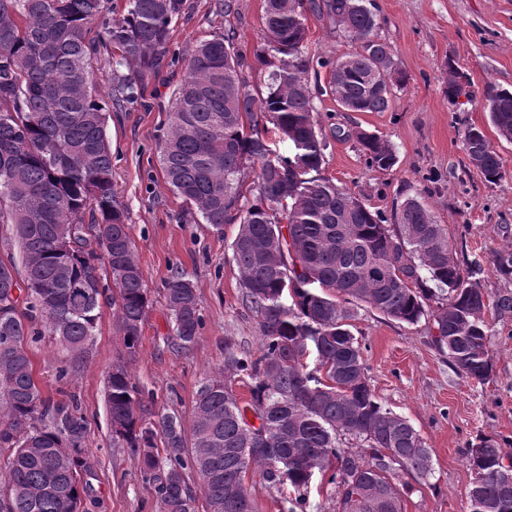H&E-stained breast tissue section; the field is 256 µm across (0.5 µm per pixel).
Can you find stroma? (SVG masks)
Here are the masks:
<instances>
[{"label": "stroma", "mask_w": 512, "mask_h": 512, "mask_svg": "<svg viewBox=\"0 0 512 512\" xmlns=\"http://www.w3.org/2000/svg\"><path fill=\"white\" fill-rule=\"evenodd\" d=\"M224 16L214 0H186L170 30V47L189 49L200 39L231 29L245 52L263 40V0H234ZM377 34L393 49L407 77L384 112H347L331 97L315 102L326 137L321 176L354 193L372 210L391 215L407 198L429 203L466 261L487 262L491 248L512 245V141L497 138L485 109L495 90H512V0H374ZM467 76L466 95L443 93L449 65ZM180 67H163L145 81V106L111 112L114 191L128 214L137 258L152 305L131 366L133 379L153 395L154 408L192 414L203 379L224 367V340L260 349L257 319L242 303L231 242L237 225L216 231L179 220L182 203L166 186L155 150L172 107ZM481 128L491 138L504 177L487 183L468 161L463 137ZM365 130L390 140L396 162L368 164L355 136ZM191 279L205 324L189 348L174 346L163 288L172 269ZM492 374L481 383L456 374L431 342L433 324L411 325L361 307L350 330L363 349L370 385L379 400L406 417L429 449L434 474L415 485L403 512H465L473 482L465 452L477 437L512 442V315L491 320ZM122 350L112 304H103L93 340L80 357L53 337L30 344L35 378L44 395L76 399L88 426L84 448L97 478L84 512H156V494L145 484L129 449L113 445L107 413V378ZM68 369L59 378L60 369Z\"/></svg>", "instance_id": "stroma-1"}]
</instances>
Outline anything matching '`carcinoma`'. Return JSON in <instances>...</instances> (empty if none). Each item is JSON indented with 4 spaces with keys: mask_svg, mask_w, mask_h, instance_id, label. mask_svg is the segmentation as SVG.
Instances as JSON below:
<instances>
[{
    "mask_svg": "<svg viewBox=\"0 0 512 512\" xmlns=\"http://www.w3.org/2000/svg\"><path fill=\"white\" fill-rule=\"evenodd\" d=\"M185 0H0V226L17 241L24 274L0 260V512H80L93 492L77 400L43 396L28 345L47 332L78 356L94 336L100 298L112 304L124 353L108 374L112 441L138 456L157 512H196L188 473L196 474L207 512H256L246 485L254 465L272 487L297 491L288 512H307L315 475L336 489V512H402L412 486L433 475L413 425L376 396L362 348L349 329L352 307L366 305L407 324L428 315L434 347L460 375H491L489 312L512 313V289L491 293L478 264L461 267L455 243L428 204L406 199L391 218L320 176L326 142L313 112L305 54L308 17L327 21L353 51L318 65L351 112H384L406 78L376 34L371 0H264L266 96L242 75L245 54L234 29L197 43L174 89L167 129L156 143L170 190L231 243L246 306L261 334L255 355L224 341V376L205 379L190 425L154 411L132 382L150 305L128 215L112 188L107 113L143 101V81L169 51L170 26ZM109 67L107 90L99 69ZM465 91L449 66L445 94ZM486 110L512 140V91L491 94ZM273 127L288 143L280 153ZM369 164H395L389 141L360 131ZM464 151L489 183L504 175L483 130L467 129ZM254 197L245 202V194ZM490 273L512 281V247L495 250ZM164 301L181 349L203 328L197 289L174 270ZM314 348L320 375L304 371ZM249 389L240 403L234 383ZM356 447L345 446L347 439ZM474 481L467 512H512V448L481 437L468 450Z\"/></svg>",
    "mask_w": 512,
    "mask_h": 512,
    "instance_id": "obj_1",
    "label": "carcinoma"
}]
</instances>
